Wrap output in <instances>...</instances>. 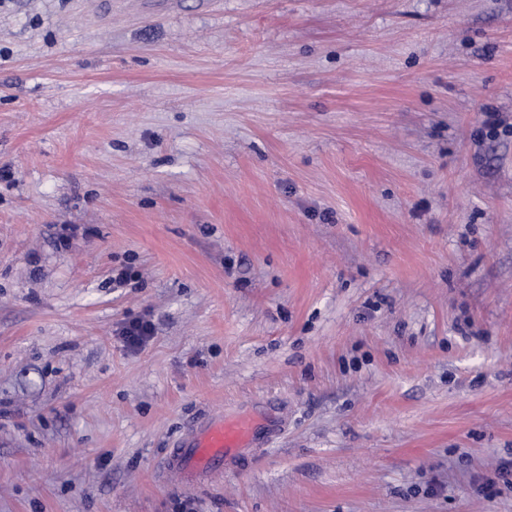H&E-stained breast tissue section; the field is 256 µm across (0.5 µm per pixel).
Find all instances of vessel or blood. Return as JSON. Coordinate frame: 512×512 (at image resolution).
Instances as JSON below:
<instances>
[{
	"label": "vessel or blood",
	"mask_w": 512,
	"mask_h": 512,
	"mask_svg": "<svg viewBox=\"0 0 512 512\" xmlns=\"http://www.w3.org/2000/svg\"><path fill=\"white\" fill-rule=\"evenodd\" d=\"M276 422L259 427L246 417L209 418L192 424L175 447L167 449L164 469L184 482L201 483L223 474L225 465L258 447Z\"/></svg>",
	"instance_id": "vessel-or-blood-1"
}]
</instances>
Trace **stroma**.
<instances>
[{
  "label": "stroma",
  "instance_id": "stroma-1",
  "mask_svg": "<svg viewBox=\"0 0 512 512\" xmlns=\"http://www.w3.org/2000/svg\"><path fill=\"white\" fill-rule=\"evenodd\" d=\"M490 112L512 0H0V512H512ZM153 335L154 326L145 317L125 322L118 332V336L125 346L132 350L145 346ZM269 422L263 429L246 417L208 418L192 424L174 448L166 450L164 469L186 483H201L224 473L250 448H257L265 435L277 429Z\"/></svg>",
  "mask_w": 512,
  "mask_h": 512
}]
</instances>
